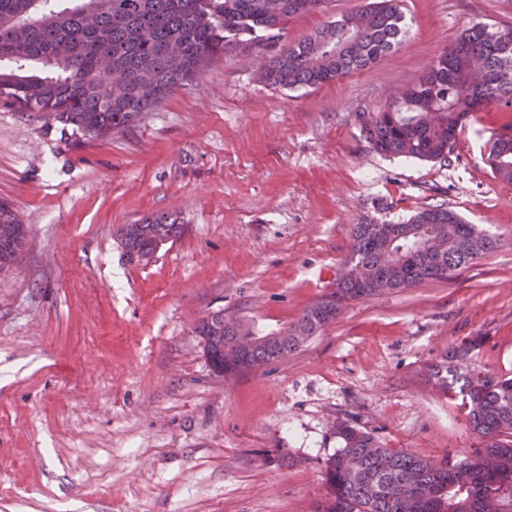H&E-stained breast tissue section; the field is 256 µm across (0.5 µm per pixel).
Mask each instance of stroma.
<instances>
[{
    "mask_svg": "<svg viewBox=\"0 0 512 512\" xmlns=\"http://www.w3.org/2000/svg\"><path fill=\"white\" fill-rule=\"evenodd\" d=\"M361 0L291 18L294 44ZM409 34L371 67L303 90L246 55L104 141L0 106V203L30 230L0 273V512H313L334 423L390 448L460 460L481 440L429 365L472 337L512 371V183L487 157L512 110L458 134L451 165L378 154L356 113L425 75L473 23L512 28V0H404ZM451 209L495 249L448 281L349 305L286 358L222 380L195 328L233 313L259 336L332 288L353 224ZM174 215L152 257L118 230Z\"/></svg>",
    "mask_w": 512,
    "mask_h": 512,
    "instance_id": "35a3bbf8",
    "label": "stroma"
}]
</instances>
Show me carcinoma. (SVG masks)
Segmentation results:
<instances>
[{
	"label": "carcinoma",
	"instance_id": "1",
	"mask_svg": "<svg viewBox=\"0 0 512 512\" xmlns=\"http://www.w3.org/2000/svg\"><path fill=\"white\" fill-rule=\"evenodd\" d=\"M0 0V105L84 139L103 140L132 126L177 88L225 56L253 55L258 77L275 88H313L367 68L398 49L407 34L401 0H368L294 45L288 20L320 10L325 0ZM512 106V31L477 22L428 72L379 112H358L359 137L373 151L449 166L457 133L490 105ZM488 162L512 182V135L500 133ZM148 232L125 224L130 257L156 251L181 233L171 216L144 218ZM455 225L430 250L418 230ZM27 225L0 206V269L18 261ZM496 241L441 206L422 207L403 222L354 225L349 255L331 291L279 334L251 335L243 322L212 337L226 369L244 373L288 356L333 322L344 306L426 281L448 280L492 251ZM389 247L395 263L377 278ZM476 337L429 368L435 387L462 396L481 446L459 461L428 460L386 447L353 420L336 422L339 446L323 467L327 494L317 512H512V376L462 368Z\"/></svg>",
	"mask_w": 512,
	"mask_h": 512
}]
</instances>
